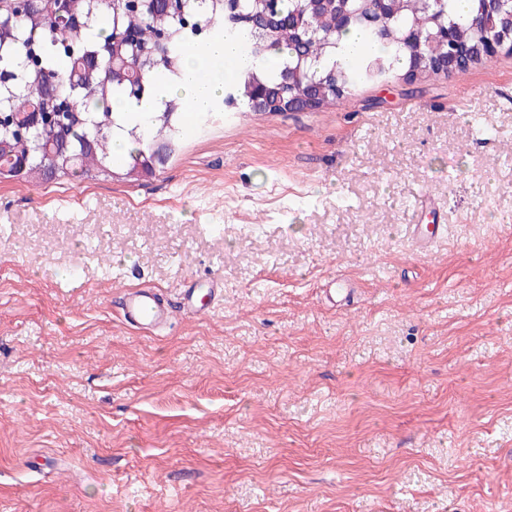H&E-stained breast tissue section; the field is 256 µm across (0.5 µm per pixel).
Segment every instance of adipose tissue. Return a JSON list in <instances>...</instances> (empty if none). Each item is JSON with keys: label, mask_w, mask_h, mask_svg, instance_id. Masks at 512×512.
<instances>
[{"label": "adipose tissue", "mask_w": 512, "mask_h": 512, "mask_svg": "<svg viewBox=\"0 0 512 512\" xmlns=\"http://www.w3.org/2000/svg\"><path fill=\"white\" fill-rule=\"evenodd\" d=\"M239 52L237 41L226 38L223 31L213 32L206 42L186 49L184 77L181 81H170L163 69H156L152 75L153 92L149 97L138 102L115 101L111 109L143 115L177 96L182 99L188 111H207L222 92L225 63L237 59Z\"/></svg>", "instance_id": "ef3b65f1"}]
</instances>
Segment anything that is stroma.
Segmentation results:
<instances>
[{
    "label": "stroma",
    "instance_id": "1",
    "mask_svg": "<svg viewBox=\"0 0 512 512\" xmlns=\"http://www.w3.org/2000/svg\"><path fill=\"white\" fill-rule=\"evenodd\" d=\"M0 224V512H512V51L187 123L138 182L2 180ZM223 289L220 288L219 284L215 281L208 283V290L206 297L209 301L203 302V298L200 299L199 284L192 283L187 288L183 289L178 308L183 312H190L196 315L205 314L210 310V303L222 297ZM124 321L135 328H162L174 314V306L153 288H125L120 296Z\"/></svg>",
    "mask_w": 512,
    "mask_h": 512
}]
</instances>
